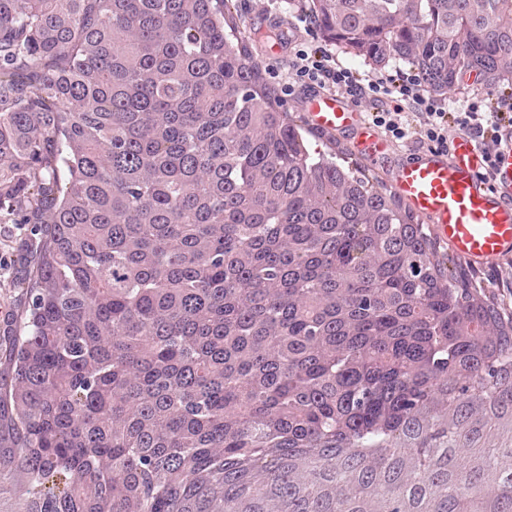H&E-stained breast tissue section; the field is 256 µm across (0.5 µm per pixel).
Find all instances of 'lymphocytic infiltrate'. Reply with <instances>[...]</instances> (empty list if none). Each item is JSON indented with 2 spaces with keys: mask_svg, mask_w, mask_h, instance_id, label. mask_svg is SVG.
Wrapping results in <instances>:
<instances>
[{
  "mask_svg": "<svg viewBox=\"0 0 512 512\" xmlns=\"http://www.w3.org/2000/svg\"><path fill=\"white\" fill-rule=\"evenodd\" d=\"M320 88L342 90L355 103H374L373 122L385 136L397 143L420 138L429 147L444 148L456 132L469 133L483 147L486 157L485 178H492L498 156L494 149L501 127L512 125V104L482 111L472 103L467 111L458 112L444 107L426 91L418 76L401 73L361 78L350 68L341 65L335 54L322 45L298 50L290 65L285 93L298 89ZM422 115V125H413L411 118Z\"/></svg>",
  "mask_w": 512,
  "mask_h": 512,
  "instance_id": "f902f5d3",
  "label": "lymphocytic infiltrate"
}]
</instances>
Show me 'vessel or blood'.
<instances>
[{
    "instance_id": "vessel-or-blood-1",
    "label": "vessel or blood",
    "mask_w": 512,
    "mask_h": 512,
    "mask_svg": "<svg viewBox=\"0 0 512 512\" xmlns=\"http://www.w3.org/2000/svg\"><path fill=\"white\" fill-rule=\"evenodd\" d=\"M308 123L343 135L350 150L378 165L388 185L458 258L484 267L512 254V127L501 131L494 183L484 182V153L466 133L447 151L397 153L379 127L342 96L317 89L303 99Z\"/></svg>"
}]
</instances>
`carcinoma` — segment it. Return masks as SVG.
Returning a JSON list of instances; mask_svg holds the SVG:
<instances>
[{
	"mask_svg": "<svg viewBox=\"0 0 512 512\" xmlns=\"http://www.w3.org/2000/svg\"><path fill=\"white\" fill-rule=\"evenodd\" d=\"M229 0H0V212L27 226L0 337V495L27 512H239L224 472L397 447L490 392L509 331L379 180L310 153ZM431 93L512 79V0H310ZM483 322L475 334L470 323ZM412 481L435 473L422 448Z\"/></svg>",
	"mask_w": 512,
	"mask_h": 512,
	"instance_id": "obj_1",
	"label": "carcinoma"
}]
</instances>
